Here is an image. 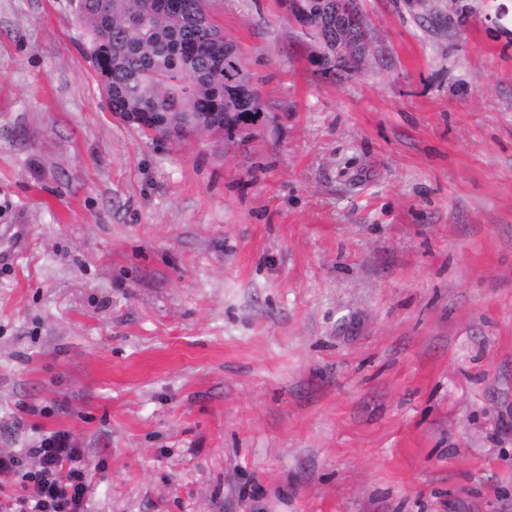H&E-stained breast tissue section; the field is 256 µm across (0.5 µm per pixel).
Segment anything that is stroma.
Masks as SVG:
<instances>
[{
    "label": "stroma",
    "mask_w": 512,
    "mask_h": 512,
    "mask_svg": "<svg viewBox=\"0 0 512 512\" xmlns=\"http://www.w3.org/2000/svg\"><path fill=\"white\" fill-rule=\"evenodd\" d=\"M361 9L339 77L215 0L261 110L148 138L0 0V453L69 432L85 512H512V0Z\"/></svg>",
    "instance_id": "stroma-1"
}]
</instances>
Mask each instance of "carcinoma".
I'll use <instances>...</instances> for the list:
<instances>
[{
  "mask_svg": "<svg viewBox=\"0 0 512 512\" xmlns=\"http://www.w3.org/2000/svg\"><path fill=\"white\" fill-rule=\"evenodd\" d=\"M179 13L154 0H76L86 57L109 109L163 137L231 130L260 111L241 93L243 62L211 22L214 0H185Z\"/></svg>",
  "mask_w": 512,
  "mask_h": 512,
  "instance_id": "carcinoma-1",
  "label": "carcinoma"
}]
</instances>
